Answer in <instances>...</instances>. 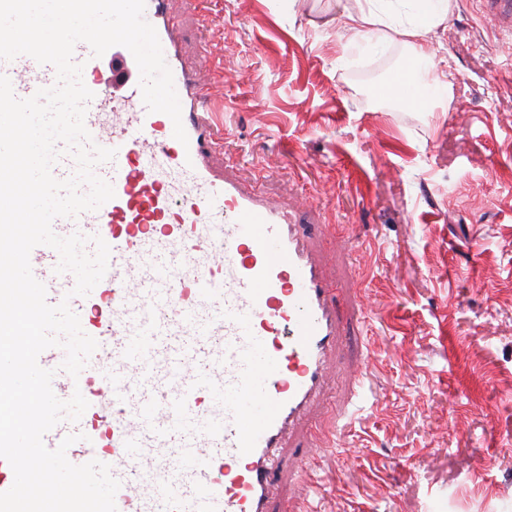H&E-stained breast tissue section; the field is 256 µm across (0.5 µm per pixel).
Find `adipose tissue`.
<instances>
[{"label": "adipose tissue", "mask_w": 512, "mask_h": 512, "mask_svg": "<svg viewBox=\"0 0 512 512\" xmlns=\"http://www.w3.org/2000/svg\"><path fill=\"white\" fill-rule=\"evenodd\" d=\"M452 8V0H354L337 21L344 29L380 42L399 35L412 48L405 66L381 86L379 94L386 98L393 85L411 86V76L419 62H433L429 36L448 21Z\"/></svg>", "instance_id": "1"}]
</instances>
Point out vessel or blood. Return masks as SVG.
<instances>
[{
    "instance_id": "obj_1",
    "label": "vessel or blood",
    "mask_w": 512,
    "mask_h": 512,
    "mask_svg": "<svg viewBox=\"0 0 512 512\" xmlns=\"http://www.w3.org/2000/svg\"><path fill=\"white\" fill-rule=\"evenodd\" d=\"M480 7L511 39L512 0ZM144 18L172 73L188 140L174 138L169 116L147 111L131 52L122 55L118 101L86 80L85 126L95 145L116 152L94 172L115 196L55 219L53 230L101 237L108 269L80 297L74 275L57 272L55 249L35 247L30 263L48 303L68 301L98 343L76 378L62 371L59 348L38 362L54 371L60 399L97 382L89 408L108 431L64 420L44 443L54 449L80 434L67 458L109 466L121 483L117 512H272L283 450L299 428L323 433L303 421L328 386L351 300L324 274L296 214L213 167L212 81L184 64L170 0H145ZM0 75L21 99L56 82L54 66L27 55L0 59ZM203 393L209 406L199 403Z\"/></svg>"
}]
</instances>
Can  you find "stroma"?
I'll list each match as a JSON object with an SVG mask.
<instances>
[{
    "label": "stroma",
    "mask_w": 512,
    "mask_h": 512,
    "mask_svg": "<svg viewBox=\"0 0 512 512\" xmlns=\"http://www.w3.org/2000/svg\"><path fill=\"white\" fill-rule=\"evenodd\" d=\"M347 0H171L184 57L218 81L216 168L335 225L348 315L315 420L320 512H512V43L477 0L432 33L452 91L377 90L410 54L336 25ZM362 382L363 411L349 405Z\"/></svg>",
    "instance_id": "obj_1"
}]
</instances>
